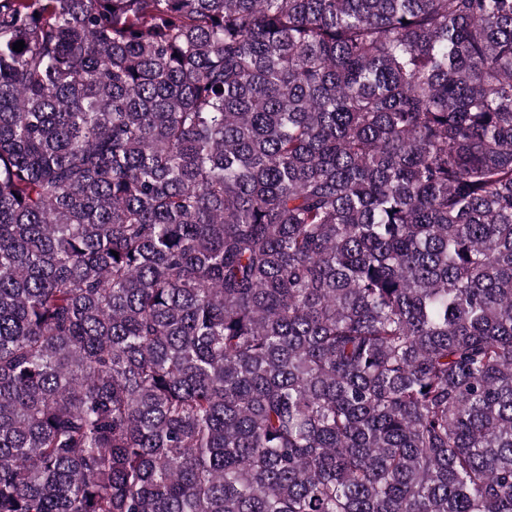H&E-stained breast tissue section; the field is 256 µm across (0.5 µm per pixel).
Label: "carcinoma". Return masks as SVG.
<instances>
[{"instance_id": "cac0c4a2", "label": "carcinoma", "mask_w": 512, "mask_h": 512, "mask_svg": "<svg viewBox=\"0 0 512 512\" xmlns=\"http://www.w3.org/2000/svg\"><path fill=\"white\" fill-rule=\"evenodd\" d=\"M0 512H512V0H0Z\"/></svg>"}]
</instances>
